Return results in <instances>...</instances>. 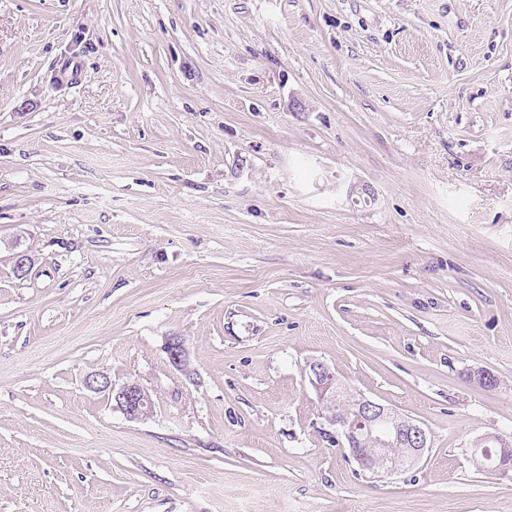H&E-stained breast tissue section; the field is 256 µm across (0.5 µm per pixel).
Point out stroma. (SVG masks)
I'll use <instances>...</instances> for the list:
<instances>
[{
	"label": "stroma",
	"mask_w": 512,
	"mask_h": 512,
	"mask_svg": "<svg viewBox=\"0 0 512 512\" xmlns=\"http://www.w3.org/2000/svg\"><path fill=\"white\" fill-rule=\"evenodd\" d=\"M313 358L422 421V462L329 445ZM485 435L512 0H0V512H512ZM165 349L169 363L177 370L190 377L194 369L191 366L187 350L182 339L178 336L170 337ZM84 384L91 391L105 393L115 403V407L130 420H143L151 414V395L137 381L115 384L112 383L110 375L98 372L88 375Z\"/></svg>",
	"instance_id": "35a3bbf8"
}]
</instances>
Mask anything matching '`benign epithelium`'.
<instances>
[{
  "label": "benign epithelium",
  "mask_w": 512,
  "mask_h": 512,
  "mask_svg": "<svg viewBox=\"0 0 512 512\" xmlns=\"http://www.w3.org/2000/svg\"><path fill=\"white\" fill-rule=\"evenodd\" d=\"M169 363L183 374L193 373L182 339L172 336L166 344ZM303 376L325 405L326 428L323 432L349 449L359 468L382 478L397 474L402 467L393 463L385 468L376 463V455L388 448L408 450L410 466L415 467L430 447V435L424 424L364 395L349 398L350 390L339 382L324 362L311 359L303 367ZM84 384L91 391L104 393L130 420H143L151 414L153 401L149 391L136 381L112 382L110 375H88Z\"/></svg>",
  "instance_id": "1"
}]
</instances>
